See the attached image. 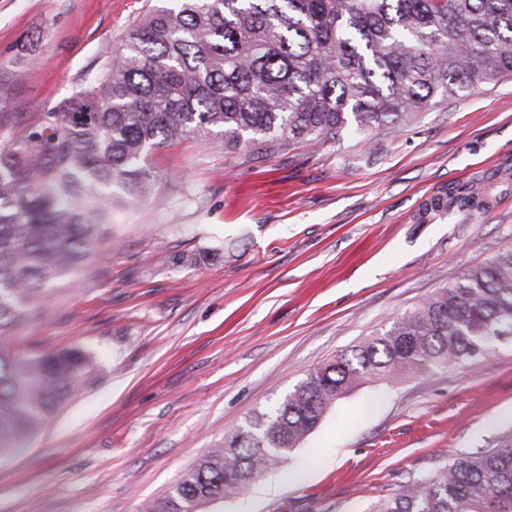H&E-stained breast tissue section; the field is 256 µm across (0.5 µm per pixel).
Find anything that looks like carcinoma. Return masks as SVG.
<instances>
[{"label": "carcinoma", "instance_id": "carcinoma-1", "mask_svg": "<svg viewBox=\"0 0 512 512\" xmlns=\"http://www.w3.org/2000/svg\"><path fill=\"white\" fill-rule=\"evenodd\" d=\"M512 77V0H172L141 14L104 71L40 129L0 146V455L23 447L93 371L71 347L10 341L46 283L151 189L149 152L219 136L258 152L353 128L396 133L437 99ZM512 336V246L388 329L311 369L215 443L142 512H202L262 479L350 390L486 357ZM371 512H512V447L483 448Z\"/></svg>", "mask_w": 512, "mask_h": 512}]
</instances>
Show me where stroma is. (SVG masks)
<instances>
[{
    "mask_svg": "<svg viewBox=\"0 0 512 512\" xmlns=\"http://www.w3.org/2000/svg\"><path fill=\"white\" fill-rule=\"evenodd\" d=\"M158 0H0V144L58 111ZM155 192L53 278L16 344L77 346L90 378L0 460V512H141L253 412L512 245V79L395 135L284 151L188 139ZM512 442V340L363 384L284 463L208 512H367L476 448Z\"/></svg>",
    "mask_w": 512,
    "mask_h": 512,
    "instance_id": "35a3bbf8",
    "label": "stroma"
}]
</instances>
